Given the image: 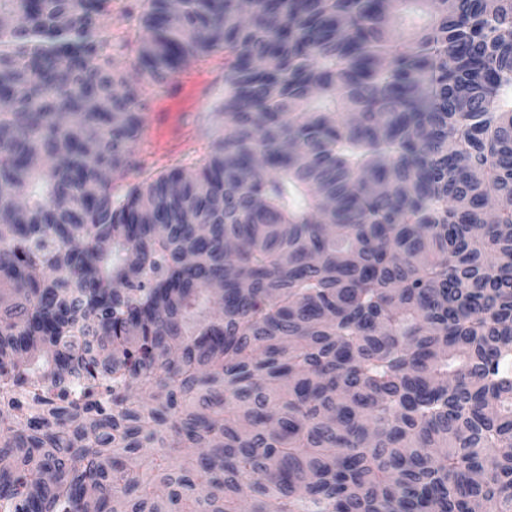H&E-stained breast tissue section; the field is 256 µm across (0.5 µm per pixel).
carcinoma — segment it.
Wrapping results in <instances>:
<instances>
[{"instance_id":"carcinoma-1","label":"carcinoma","mask_w":512,"mask_h":512,"mask_svg":"<svg viewBox=\"0 0 512 512\" xmlns=\"http://www.w3.org/2000/svg\"><path fill=\"white\" fill-rule=\"evenodd\" d=\"M107 2L0 0V512H512V0ZM213 89L212 79L200 73L191 74L170 87L166 96L153 106V112L149 114L156 149L179 150L185 146L187 138L195 134L196 130L193 125H182L178 117L191 115L197 122L199 112L206 105ZM188 97L192 99L190 111L173 112L183 110Z\"/></svg>"}]
</instances>
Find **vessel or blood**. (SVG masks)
<instances>
[{"instance_id": "obj_1", "label": "vessel or blood", "mask_w": 512, "mask_h": 512, "mask_svg": "<svg viewBox=\"0 0 512 512\" xmlns=\"http://www.w3.org/2000/svg\"><path fill=\"white\" fill-rule=\"evenodd\" d=\"M213 89L211 78L200 73L190 75L170 87L166 96L156 103L150 114L156 149L178 150L185 146L195 128L179 122L177 112L186 108L191 116H198Z\"/></svg>"}]
</instances>
